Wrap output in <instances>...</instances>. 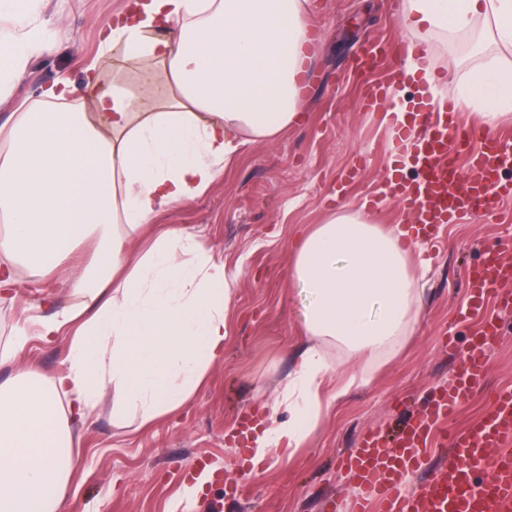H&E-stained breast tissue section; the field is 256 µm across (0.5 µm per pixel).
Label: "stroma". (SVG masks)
I'll return each instance as SVG.
<instances>
[{
  "label": "stroma",
  "instance_id": "stroma-1",
  "mask_svg": "<svg viewBox=\"0 0 512 512\" xmlns=\"http://www.w3.org/2000/svg\"><path fill=\"white\" fill-rule=\"evenodd\" d=\"M402 0H313L307 19L315 39L314 63L301 94L300 123L277 138L248 144L199 197L159 213L147 235L133 246L144 252L154 236L181 227L202 237L238 272L228 313L224 358L180 412L147 431L119 426L112 394L104 392L96 417L79 430L81 465L67 491L70 512H169L190 479L209 474L193 512H325L329 498L355 493L336 459L354 451L370 430L396 428V400L428 394L452 378L454 360L443 337L466 343L457 318L464 301L467 268L486 245L512 236V222L480 220L448 225L441 244L424 243L426 293L413 336L394 356L375 367L370 381L333 403L302 447L280 446L259 467L250 447L236 437L243 417L264 419L266 403L279 381L297 365L304 342L303 299L288 272L296 239L332 213L330 191L358 155L367 163L358 181L345 187L344 208L364 204L382 189L388 157L383 135L359 105L364 79H379L382 68L362 76L353 61L369 44L390 46L412 39L430 52L440 81L439 99L460 101L464 76L497 56L494 45L472 39L444 40L433 32L409 35L401 24ZM123 0H46L38 17L46 36H67L32 55L20 80L0 103V121L14 107L38 99L43 87L66 80L80 98H90L84 74L94 69L96 88L120 83L137 106L153 108L167 84L160 71L125 59L124 47L104 48L98 31ZM95 244L78 246L61 271L42 281L21 277L14 296L0 295V344L30 316H51L71 300L68 276L88 263ZM500 334L489 351L485 390L459 409L458 425L477 420L486 389L512 385V311L499 310ZM67 338L51 343L32 338L18 363L51 374L60 369Z\"/></svg>",
  "mask_w": 512,
  "mask_h": 512
}]
</instances>
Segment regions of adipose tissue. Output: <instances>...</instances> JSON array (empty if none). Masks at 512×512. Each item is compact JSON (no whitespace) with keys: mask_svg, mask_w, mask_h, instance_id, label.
Instances as JSON below:
<instances>
[{"mask_svg":"<svg viewBox=\"0 0 512 512\" xmlns=\"http://www.w3.org/2000/svg\"><path fill=\"white\" fill-rule=\"evenodd\" d=\"M39 0H0V20H28L0 39V80L22 74L46 50L33 16ZM310 0H126L102 31L103 46L164 70L159 110L136 111L121 85L72 104L68 81L43 88L41 107L0 122V292L20 273H54L87 240L96 258L72 283L70 304L31 317L0 345L13 364L0 383V512H63L80 465L73 427L95 417L104 390L112 412L147 429L184 408L224 358L235 276L211 248L173 228L141 257L134 237L152 218L194 199L253 140L298 123L301 84L312 62ZM415 33L457 37L484 31L512 50V0H402ZM176 26L173 38L158 30ZM464 99L478 128L512 115V66L491 58L471 69ZM408 229L376 224L365 208L331 213L294 245L290 277L306 293L308 342L270 407L286 421L254 437L253 464L285 442L301 446L327 408L326 350L376 363L396 354L417 324L424 290L410 265ZM69 339L64 368L18 364L31 336Z\"/></svg>","mask_w":512,"mask_h":512,"instance_id":"obj_1","label":"adipose tissue"}]
</instances>
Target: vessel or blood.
<instances>
[{"label": "vessel or blood", "instance_id": "b4317fda", "mask_svg": "<svg viewBox=\"0 0 512 512\" xmlns=\"http://www.w3.org/2000/svg\"><path fill=\"white\" fill-rule=\"evenodd\" d=\"M414 47L402 41L396 48L364 52L355 61L357 70L371 69L388 60L387 81L366 85L360 107L383 113L391 127L392 147L409 154L413 179L393 171L386 180L387 193L414 217L428 240H435L445 224L475 218H492L498 198L512 197V182L501 179L512 167V135L480 133L467 125L461 104L444 109L422 106L411 122H402L385 101L389 86L404 84V62ZM467 156L468 169H460L459 156ZM500 246L487 248L466 277V305L462 318L479 319L466 349L454 339L446 346L454 359L453 381L415 404L393 433H365L358 448L346 455L342 466L354 484L350 506L333 501L330 512H512V388L493 391L488 409L473 424L452 422L457 409L481 389L488 372V348L500 328L486 316L489 301L512 307V263L503 261ZM441 449L445 460L414 489L407 477L420 472L432 449ZM488 482H481L483 474Z\"/></svg>", "mask_w": 512, "mask_h": 512}]
</instances>
